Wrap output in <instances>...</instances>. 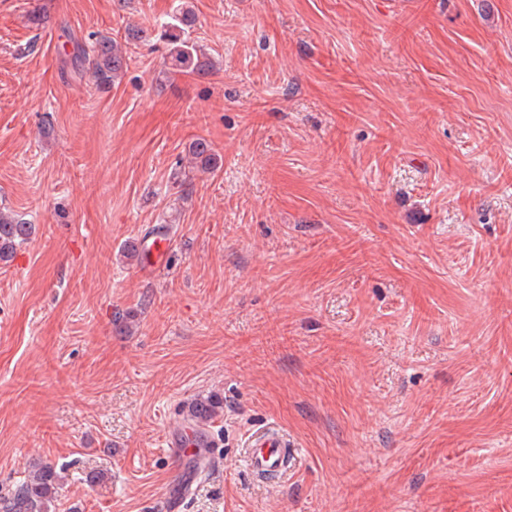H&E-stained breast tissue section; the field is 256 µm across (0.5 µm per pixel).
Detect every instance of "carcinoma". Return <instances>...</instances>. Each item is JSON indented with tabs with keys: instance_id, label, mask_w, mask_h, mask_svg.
<instances>
[{
	"instance_id": "cac0c4a2",
	"label": "carcinoma",
	"mask_w": 512,
	"mask_h": 512,
	"mask_svg": "<svg viewBox=\"0 0 512 512\" xmlns=\"http://www.w3.org/2000/svg\"><path fill=\"white\" fill-rule=\"evenodd\" d=\"M195 18L191 10L182 9L171 16L166 23L164 36L170 43V63L185 72L206 74L214 68V63L203 49L191 38ZM143 40L142 31L132 30L124 41L104 34L95 36L90 45L75 43L77 58L88 61L90 77L100 87L112 85L121 80L128 45L133 40ZM191 164L203 171L213 172L218 168V155L212 145L197 139L189 146ZM34 225L10 211L0 210V261L6 262L13 251L30 239ZM222 401L215 397L200 398L187 406V420L199 427H208L219 416ZM60 472L51 461L40 463L27 479L12 492L0 497V512H47V504L52 502L60 483Z\"/></svg>"
}]
</instances>
